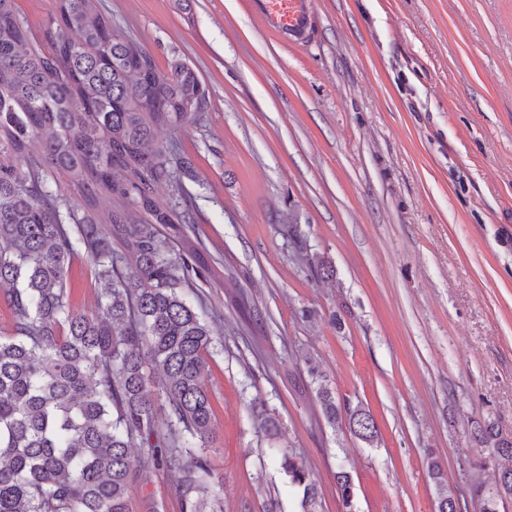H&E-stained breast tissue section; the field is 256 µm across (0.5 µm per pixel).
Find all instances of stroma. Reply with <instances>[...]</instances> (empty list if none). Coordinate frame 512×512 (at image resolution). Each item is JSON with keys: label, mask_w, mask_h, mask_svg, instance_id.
Returning a JSON list of instances; mask_svg holds the SVG:
<instances>
[{"label": "stroma", "mask_w": 512, "mask_h": 512, "mask_svg": "<svg viewBox=\"0 0 512 512\" xmlns=\"http://www.w3.org/2000/svg\"><path fill=\"white\" fill-rule=\"evenodd\" d=\"M100 5L208 90L195 124L158 128L173 175L155 196L192 211L183 234L162 231L206 265L192 301L216 340L206 455L223 512L296 509L255 399L317 476L323 512H342L340 463L356 512H436L432 454L461 491L493 482L467 431L486 419L512 437V0H314L301 46L264 30L251 0ZM67 289L96 310L86 255ZM309 354L374 414L377 446L317 416ZM150 501L180 512L170 474L132 483L130 512ZM252 411L258 422V428L264 437L274 445L280 441V421L272 410L266 408L265 405L254 404ZM336 487L343 506V512L354 511L355 485L351 474L339 464L336 469Z\"/></svg>", "instance_id": "1"}]
</instances>
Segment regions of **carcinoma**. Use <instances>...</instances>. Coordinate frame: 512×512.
Here are the masks:
<instances>
[{
  "label": "carcinoma",
  "instance_id": "cac0c4a2",
  "mask_svg": "<svg viewBox=\"0 0 512 512\" xmlns=\"http://www.w3.org/2000/svg\"><path fill=\"white\" fill-rule=\"evenodd\" d=\"M54 4L42 51L28 47L15 0H0V299L13 314L12 334L0 336V512H129L134 448L144 449L143 470L178 477L180 512H205L224 497L204 455L213 337L189 300L190 272L203 264L194 248L174 250L157 229L193 217L156 200L170 172L155 130L195 122L206 89L177 56L159 69L99 0ZM49 169L66 174L78 205L48 189ZM80 251L100 282L90 315L68 298L69 264ZM306 365L323 419L333 428L347 422L374 446L372 412L336 396L314 358ZM252 411L278 443L275 413L263 404ZM469 436L479 446L475 468L496 474L491 486L472 483L478 512H508L512 438L486 420L472 422ZM273 461L298 512H323L308 464L290 447L277 448ZM428 473L437 512H463L435 456ZM336 487L343 512H354V481L341 464Z\"/></svg>",
  "mask_w": 512,
  "mask_h": 512
}]
</instances>
